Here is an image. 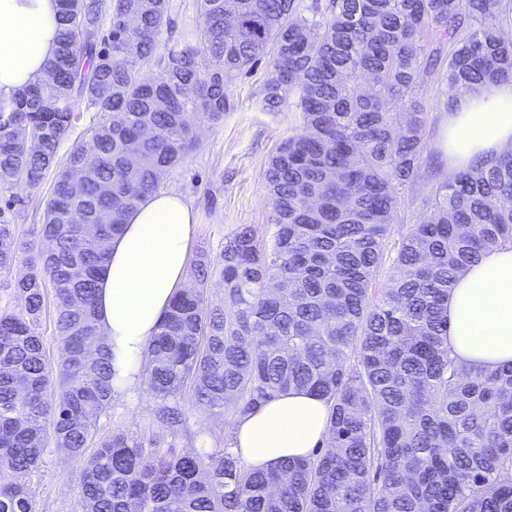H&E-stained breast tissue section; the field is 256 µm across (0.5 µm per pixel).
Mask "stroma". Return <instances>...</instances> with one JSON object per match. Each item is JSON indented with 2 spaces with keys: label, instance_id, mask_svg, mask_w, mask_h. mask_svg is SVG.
<instances>
[{
  "label": "stroma",
  "instance_id": "35a3bbf8",
  "mask_svg": "<svg viewBox=\"0 0 512 512\" xmlns=\"http://www.w3.org/2000/svg\"><path fill=\"white\" fill-rule=\"evenodd\" d=\"M170 24L159 36L158 52L167 54L199 19L196 0H170ZM267 78L266 62H259L248 74L238 77L229 95L232 107L224 120L197 128L194 147L169 170L162 190L175 192L193 206L197 222L190 242L191 253L215 256L224 247L226 236L240 225H253L259 236L269 237L272 205L265 179L270 156L300 124L291 109L269 112L262 107V91ZM54 173H47L35 187L14 184L0 187V222L11 224L17 240L16 262L10 277L0 276V313L18 312L24 300L13 288V281L28 272L34 252L40 245L43 202L52 191ZM179 403L183 423L171 430L153 418L155 400L147 385L131 394L116 396L98 420L99 435L124 432L133 436L148 432L164 445L182 452L195 444L200 431L229 432L234 419L194 406L189 396ZM79 466L65 450L48 445L42 461L30 478L37 512H79Z\"/></svg>",
  "mask_w": 512,
  "mask_h": 512
}]
</instances>
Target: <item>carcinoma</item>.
I'll return each mask as SVG.
<instances>
[{
    "instance_id": "obj_1",
    "label": "carcinoma",
    "mask_w": 512,
    "mask_h": 512,
    "mask_svg": "<svg viewBox=\"0 0 512 512\" xmlns=\"http://www.w3.org/2000/svg\"><path fill=\"white\" fill-rule=\"evenodd\" d=\"M169 8L61 0L48 64L60 109H38L37 84L0 97V186L55 171L40 227L53 248L14 283L24 310L0 314V512H35L29 477L49 439L80 463L81 512H512V364L469 367L448 349L457 276L512 245V154L440 178L427 99L440 86L450 112L462 94L512 82V0H197L196 39L158 57ZM263 58V109L301 117L266 169L272 242L245 224L216 258L193 260L199 288L176 293L148 342V388L170 424L186 392L237 417L308 390L330 403L327 438L264 471L226 447L98 441L114 376L95 312L109 242L190 151L194 122L221 121L230 84ZM150 63L161 73L145 81ZM83 110L97 120L61 159ZM29 131L41 133L34 153L20 145ZM74 165L87 169L78 200L65 183ZM408 193L427 219L389 250ZM15 260L0 224V274ZM49 287L54 363L36 331Z\"/></svg>"
}]
</instances>
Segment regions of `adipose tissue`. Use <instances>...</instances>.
I'll return each instance as SVG.
<instances>
[{
  "mask_svg": "<svg viewBox=\"0 0 512 512\" xmlns=\"http://www.w3.org/2000/svg\"><path fill=\"white\" fill-rule=\"evenodd\" d=\"M59 0H0V96L41 79L57 45ZM446 175L475 159L512 151V82L463 95L448 113L439 144ZM195 215L179 195H146L112 239L98 280V321L112 354L114 393L143 376L149 339L182 287ZM448 346L462 363L495 369L512 363V248L487 250L448 294ZM329 405L290 390L237 417L231 447L253 469L306 458L326 439Z\"/></svg>",
  "mask_w": 512,
  "mask_h": 512,
  "instance_id": "obj_1",
  "label": "adipose tissue"
}]
</instances>
